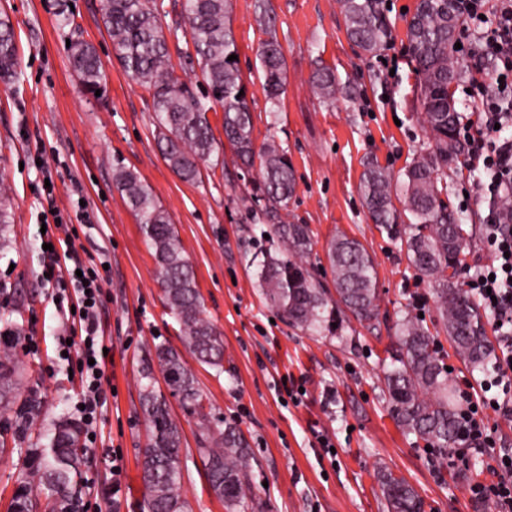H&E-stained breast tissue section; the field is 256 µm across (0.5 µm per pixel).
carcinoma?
Instances as JSON below:
<instances>
[{
  "label": "carcinoma",
  "instance_id": "carcinoma-1",
  "mask_svg": "<svg viewBox=\"0 0 512 512\" xmlns=\"http://www.w3.org/2000/svg\"><path fill=\"white\" fill-rule=\"evenodd\" d=\"M348 37L365 53L375 54L390 38L379 0H339ZM163 0H100V13L115 54L126 73L152 92L154 126L162 155L181 179L192 182L200 176L199 162L221 163L223 144L214 136L208 117L211 103L221 105L224 138L235 157L251 168L259 166L261 182L255 199L264 202L273 221L269 236L277 241L278 253L264 254L256 264V277L265 302L280 311L293 327L319 331L335 318L352 315L371 321L378 315L376 270L363 245L347 237L334 239L328 260L335 272L337 299L328 306L325 293L313 281L306 257L312 250L306 224L281 220L295 192L294 169L287 154L273 143L255 150L253 117L244 92L231 28L229 0H184L175 29L185 28L192 43L207 93L198 96L174 74L167 38L159 24ZM259 27L268 38L259 61L263 87L277 101L286 84V60L272 33L273 17L268 3L256 7ZM465 18L448 0H418L408 23V51L420 76V107L424 112L432 151L414 158L404 173L393 176L369 162L360 180V193L376 228L404 246L409 264L422 276L434 280L437 308L448 340L459 358L473 370L495 368L496 347L487 336L479 303L459 287L454 278L462 263L466 233L462 216L448 204V193L439 186L438 171L461 155L459 128L462 116L448 86L464 75L454 55L457 35ZM74 71L83 88L93 94L103 89V73L95 47L77 36L70 42ZM19 59L15 32L9 15L0 12V80L8 84L17 76ZM314 89L322 98L336 93V75L317 70ZM113 180L128 209L135 215L153 256L166 305L179 323L180 340L195 359L220 370L224 365V340L203 316L201 296L192 265L186 259L169 213L156 201L149 185L124 167L113 171ZM404 205L413 222L407 224L395 202ZM7 188L0 186V249L7 248L10 223ZM0 349V409L16 410L23 426L36 411L28 402L14 408L22 384L16 356L12 353L20 328L9 317ZM399 350L383 366L385 392L397 424L415 440L448 457V449L462 442L465 418L462 403L448 385V371L436 340L422 319L407 312L398 322ZM157 365L143 370L140 409L149 432L143 450L142 482L146 495L144 512H188L183 496L182 436L171 417L165 396L154 386L159 370L171 394L201 418L196 451L203 462L210 490L224 501L225 512H252L248 479L249 446L234 426L214 430L202 411L197 380L181 353L160 344ZM83 429L73 419L54 423L46 448L16 449L25 453L28 471L17 486L10 512H79V485L86 466ZM379 482L387 512H424V501L404 479L390 471Z\"/></svg>",
  "mask_w": 512,
  "mask_h": 512
}]
</instances>
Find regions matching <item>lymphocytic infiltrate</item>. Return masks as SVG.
<instances>
[{"label":"lymphocytic infiltrate","instance_id":"lymphocytic-infiltrate-1","mask_svg":"<svg viewBox=\"0 0 512 512\" xmlns=\"http://www.w3.org/2000/svg\"><path fill=\"white\" fill-rule=\"evenodd\" d=\"M458 4L473 24L465 33L469 54L492 60L497 68L494 82L477 83L482 106L480 125L468 137L467 153L468 167L490 176L489 181L476 184L477 194L493 197L501 186L512 184V137H489L494 128H512V96L507 93L512 87V0H458ZM487 13L493 14L494 21L486 28L482 17ZM484 223L493 261L469 280L468 288L497 320L502 350L494 377L484 383L483 395L466 399L467 441L479 448L491 444L486 408L512 415V383L507 380L512 372V213L489 207ZM46 256L43 270L48 281L55 283L63 297L72 299L80 314L72 335L80 350L81 415L85 425L91 427L106 401L103 280L95 270L84 267L72 246L47 250ZM485 472V478L469 486L471 499L492 504L495 512H512V454L488 455Z\"/></svg>","mask_w":512,"mask_h":512}]
</instances>
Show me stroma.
Wrapping results in <instances>:
<instances>
[{"mask_svg":"<svg viewBox=\"0 0 512 512\" xmlns=\"http://www.w3.org/2000/svg\"><path fill=\"white\" fill-rule=\"evenodd\" d=\"M269 3L287 66L286 92L275 104L262 88L258 49L264 35L255 0H232L254 143H276L294 166L296 193L281 216L309 226L307 262L322 288L335 289L327 252L337 236L359 241L373 257L377 320L349 317L341 329L313 334L288 325L264 302L247 263L272 246L262 236L268 227L262 206L254 201L258 169H241L229 150L223 165L202 164L194 182L169 169L155 137L152 94L116 58L99 0H0L19 58L18 80L9 87L0 82V182L9 192L13 239L0 255V315H12L22 330L15 350L23 370L20 395L36 394L41 403L36 424L22 437L14 414L0 411V437L42 448L52 421L77 415L76 386L57 357L68 310L40 277L38 226L58 216L72 229L84 264L107 279L102 324L112 348L107 375L113 393L98 419L96 455L81 499L102 512H143L141 452L148 427L139 405L142 370L157 345L178 349L182 343L140 226L113 182L119 162L151 186L170 214L195 270L204 316L224 339L223 371L191 357L186 363L213 426L239 428L250 445V488L260 512H386L382 469L413 486L425 512H493L467 494L482 475L484 455L471 454L465 465L439 462L397 426L383 392L382 366L397 349L394 324L405 310L422 315L436 336L458 391L477 394L484 379L453 355L437 322L433 283L409 266L399 240L377 230L359 191L368 161L399 174L431 148L419 78L407 54V22L417 0H380L392 39L376 55L348 39L336 0ZM62 6L72 7L83 39L97 51L105 75L102 98L84 93L72 69L70 32L57 24ZM321 66L343 86L335 99L314 91L313 75ZM480 177L461 160L449 163L442 176L449 203L464 216V282L493 258L482 223L488 202L472 194ZM289 375L304 382L301 405L274 390ZM169 406L190 450L183 459V493L191 512H225L195 452L199 416L178 397H170ZM319 432L331 438L334 453L318 448ZM116 451L123 464L117 493L111 473Z\"/></svg>","mask_w":512,"mask_h":512,"instance_id":"1","label":"stroma"}]
</instances>
